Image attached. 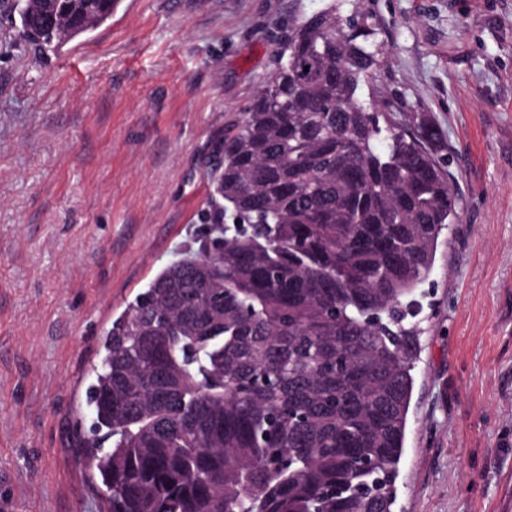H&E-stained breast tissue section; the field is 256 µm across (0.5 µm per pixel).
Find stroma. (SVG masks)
I'll use <instances>...</instances> for the list:
<instances>
[{"mask_svg":"<svg viewBox=\"0 0 512 512\" xmlns=\"http://www.w3.org/2000/svg\"><path fill=\"white\" fill-rule=\"evenodd\" d=\"M461 224L421 300L394 512H512V0H362ZM325 0H123L44 58L0 10V512H104L76 449L103 332L209 225L203 165Z\"/></svg>","mask_w":512,"mask_h":512,"instance_id":"obj_1","label":"stroma"}]
</instances>
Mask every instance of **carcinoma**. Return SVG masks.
Returning <instances> with one entry per match:
<instances>
[{
  "label": "carcinoma",
  "instance_id": "obj_1",
  "mask_svg": "<svg viewBox=\"0 0 512 512\" xmlns=\"http://www.w3.org/2000/svg\"><path fill=\"white\" fill-rule=\"evenodd\" d=\"M118 0H17L40 56ZM301 14L224 131L201 219L104 332L84 457L109 512H392L418 355L416 290L461 223L443 136L372 82V14Z\"/></svg>",
  "mask_w": 512,
  "mask_h": 512
}]
</instances>
